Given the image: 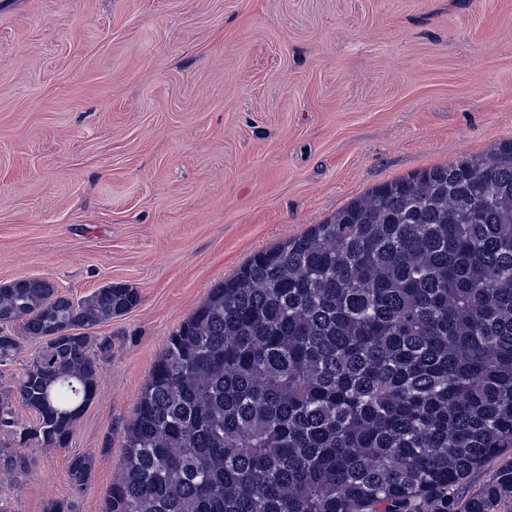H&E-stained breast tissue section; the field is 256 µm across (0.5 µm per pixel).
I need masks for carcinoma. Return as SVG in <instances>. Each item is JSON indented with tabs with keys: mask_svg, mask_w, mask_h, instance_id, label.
<instances>
[{
	"mask_svg": "<svg viewBox=\"0 0 512 512\" xmlns=\"http://www.w3.org/2000/svg\"><path fill=\"white\" fill-rule=\"evenodd\" d=\"M140 302L108 284L0 287V471L66 449L108 338ZM36 413L24 422L13 398ZM107 512H512V142L374 187L255 253L179 325L123 434ZM93 458L69 461L84 489ZM21 348L14 361L7 366H0V384L13 385L15 379L22 375L24 368L32 362L38 353L41 342L31 338H21Z\"/></svg>",
	"mask_w": 512,
	"mask_h": 512,
	"instance_id": "carcinoma-1",
	"label": "carcinoma"
}]
</instances>
